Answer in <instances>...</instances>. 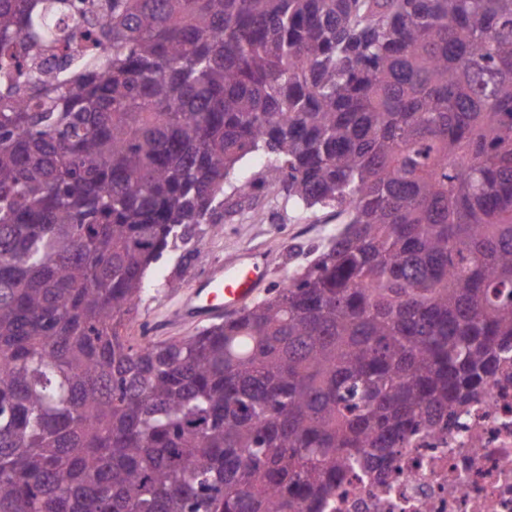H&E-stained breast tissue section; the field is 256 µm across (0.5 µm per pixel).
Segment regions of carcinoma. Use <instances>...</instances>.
Instances as JSON below:
<instances>
[{
	"label": "carcinoma",
	"instance_id": "carcinoma-1",
	"mask_svg": "<svg viewBox=\"0 0 512 512\" xmlns=\"http://www.w3.org/2000/svg\"><path fill=\"white\" fill-rule=\"evenodd\" d=\"M0 69V512H321L512 356V0H0ZM251 155L333 244L124 335Z\"/></svg>",
	"mask_w": 512,
	"mask_h": 512
}]
</instances>
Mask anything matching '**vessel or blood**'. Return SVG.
<instances>
[{
	"label": "vessel or blood",
	"mask_w": 512,
	"mask_h": 512,
	"mask_svg": "<svg viewBox=\"0 0 512 512\" xmlns=\"http://www.w3.org/2000/svg\"><path fill=\"white\" fill-rule=\"evenodd\" d=\"M263 283L255 267L227 264L210 274L181 306L178 316L218 318L235 313Z\"/></svg>",
	"instance_id": "vessel-or-blood-1"
}]
</instances>
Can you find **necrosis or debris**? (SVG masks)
I'll list each match as a JSON object with an SVG mask.
<instances>
[{"mask_svg": "<svg viewBox=\"0 0 512 512\" xmlns=\"http://www.w3.org/2000/svg\"><path fill=\"white\" fill-rule=\"evenodd\" d=\"M323 512H512V363L457 421L349 475Z\"/></svg>", "mask_w": 512, "mask_h": 512, "instance_id": "4bbe7bcc", "label": "necrosis or debris"}]
</instances>
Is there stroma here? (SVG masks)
<instances>
[{
  "mask_svg": "<svg viewBox=\"0 0 512 512\" xmlns=\"http://www.w3.org/2000/svg\"><path fill=\"white\" fill-rule=\"evenodd\" d=\"M339 228L335 210L302 213L271 188L226 190L221 223L197 227L187 245L166 251L150 272L155 279L176 280L180 291L149 289L127 332L135 336L144 327L158 340L194 334L201 322H177L173 314L183 291L204 280L211 270L239 258L263 263L265 281L259 294L264 297L273 286L303 272Z\"/></svg>",
  "mask_w": 512,
  "mask_h": 512,
  "instance_id": "obj_1",
  "label": "stroma"
}]
</instances>
